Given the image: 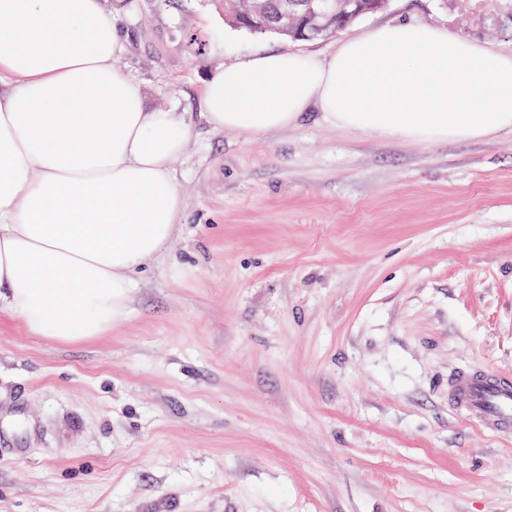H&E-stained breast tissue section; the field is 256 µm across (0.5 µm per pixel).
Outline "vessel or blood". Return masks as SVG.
<instances>
[{
  "mask_svg": "<svg viewBox=\"0 0 512 512\" xmlns=\"http://www.w3.org/2000/svg\"><path fill=\"white\" fill-rule=\"evenodd\" d=\"M448 398L478 431L512 440V379L495 371L463 370L449 377Z\"/></svg>",
  "mask_w": 512,
  "mask_h": 512,
  "instance_id": "obj_1",
  "label": "vessel or blood"
}]
</instances>
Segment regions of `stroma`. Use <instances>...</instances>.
<instances>
[{"label":"stroma","mask_w":512,"mask_h":512,"mask_svg":"<svg viewBox=\"0 0 512 512\" xmlns=\"http://www.w3.org/2000/svg\"><path fill=\"white\" fill-rule=\"evenodd\" d=\"M117 65L192 136L167 251L108 335L58 343L0 311V512H512V443L448 405L464 367L512 375V131L416 143L310 107L249 136L202 89L288 44L216 0H111ZM389 0L350 25L430 23L512 52V24Z\"/></svg>","instance_id":"35a3bbf8"}]
</instances>
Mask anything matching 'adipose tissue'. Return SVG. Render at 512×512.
<instances>
[{"mask_svg":"<svg viewBox=\"0 0 512 512\" xmlns=\"http://www.w3.org/2000/svg\"><path fill=\"white\" fill-rule=\"evenodd\" d=\"M126 35L105 0H0V304L32 335L80 343L126 314L134 274L163 254L184 199L172 165L191 136L146 110L115 65ZM214 129L337 126L430 143L512 129V53L398 20L334 56L241 58L203 89Z\"/></svg>","mask_w":512,"mask_h":512,"instance_id":"adipose-tissue-1","label":"adipose tissue"}]
</instances>
